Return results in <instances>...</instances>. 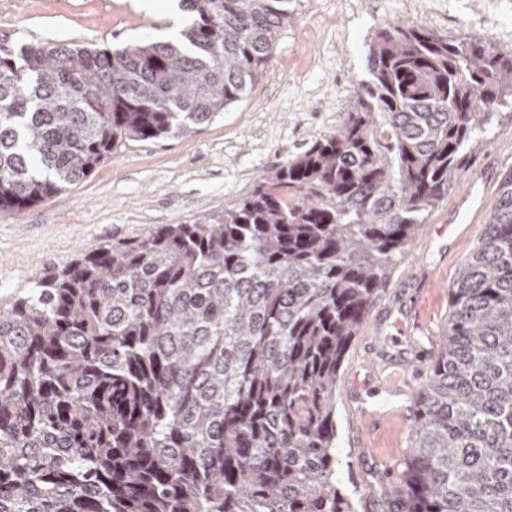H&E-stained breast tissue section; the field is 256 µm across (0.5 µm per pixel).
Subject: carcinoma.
Segmentation results:
<instances>
[{
  "label": "carcinoma",
  "mask_w": 512,
  "mask_h": 512,
  "mask_svg": "<svg viewBox=\"0 0 512 512\" xmlns=\"http://www.w3.org/2000/svg\"><path fill=\"white\" fill-rule=\"evenodd\" d=\"M293 0H181L172 42L0 46V210L247 98ZM335 133L224 213L83 250L0 310V512H355L336 379L500 109L512 51L385 22ZM414 398L406 512H512V176Z\"/></svg>",
  "instance_id": "obj_1"
}]
</instances>
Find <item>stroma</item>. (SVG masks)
Instances as JSON below:
<instances>
[{"label":"stroma","mask_w":512,"mask_h":512,"mask_svg":"<svg viewBox=\"0 0 512 512\" xmlns=\"http://www.w3.org/2000/svg\"><path fill=\"white\" fill-rule=\"evenodd\" d=\"M276 53L249 98L187 138L127 143L59 195L15 213L0 212V309L44 275L62 270L90 246L119 244L165 224H191L246 195L260 175L291 161L340 128L375 30L404 20L452 39L477 38L512 50V0H293ZM191 22L179 0H0V46L23 43L119 48L167 41ZM512 171V127L490 132L459 172L447 197L429 212L399 254L352 341L337 381V456L341 488L357 512H390L384 466L402 471L410 455L412 392L424 372L399 364L410 325L376 366L370 344L385 311L413 300L412 314L428 345L448 318V290ZM470 203L459 205L465 189ZM410 385L402 397L376 391L383 417L357 430L364 377Z\"/></svg>","instance_id":"stroma-1"}]
</instances>
